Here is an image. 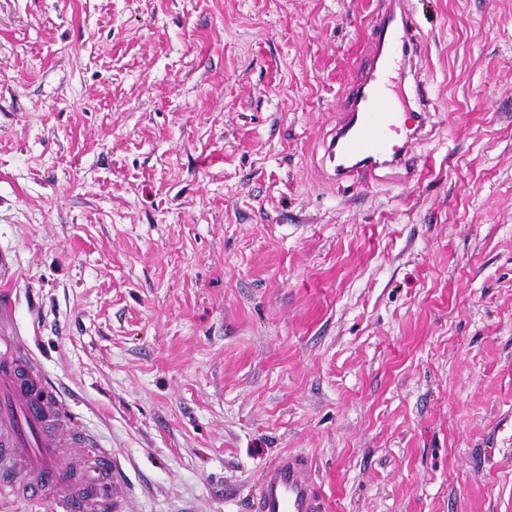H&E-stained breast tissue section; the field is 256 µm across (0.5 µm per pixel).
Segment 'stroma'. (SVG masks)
Listing matches in <instances>:
<instances>
[{
  "mask_svg": "<svg viewBox=\"0 0 512 512\" xmlns=\"http://www.w3.org/2000/svg\"><path fill=\"white\" fill-rule=\"evenodd\" d=\"M417 181L320 178L377 0H0L14 321L123 512H512V0H415ZM312 474L310 457L279 456L262 473L253 512H326L325 497Z\"/></svg>",
  "mask_w": 512,
  "mask_h": 512,
  "instance_id": "35a3bbf8",
  "label": "stroma"
}]
</instances>
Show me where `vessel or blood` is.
Segmentation results:
<instances>
[{
	"label": "vessel or blood",
	"mask_w": 512,
	"mask_h": 512,
	"mask_svg": "<svg viewBox=\"0 0 512 512\" xmlns=\"http://www.w3.org/2000/svg\"><path fill=\"white\" fill-rule=\"evenodd\" d=\"M376 51L365 75L353 81L338 131L327 146L334 166L331 178L366 185L379 170L398 168L404 181L419 173L415 143L426 136L434 114L426 81L414 85L419 108L416 124H408L390 95L395 72L405 71L410 54H424L426 38L415 21L410 0H389L372 28ZM9 290L0 291V494L36 503L53 492V512H87L109 503L119 475L112 455L100 448L89 432L71 430L84 451L86 464L80 487L67 489L68 478L57 463L56 432L66 427L60 396L53 392L36 359L18 338ZM253 512H327L320 486L313 478V461L300 454H284L267 466L253 501Z\"/></svg>",
	"instance_id": "b4317fda"
}]
</instances>
